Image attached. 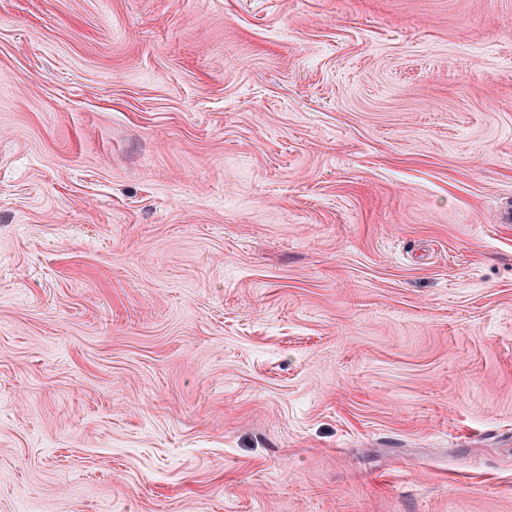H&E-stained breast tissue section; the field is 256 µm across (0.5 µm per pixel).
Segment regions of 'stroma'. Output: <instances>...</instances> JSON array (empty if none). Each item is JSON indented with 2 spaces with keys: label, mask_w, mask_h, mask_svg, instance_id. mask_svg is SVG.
Wrapping results in <instances>:
<instances>
[{
  "label": "stroma",
  "mask_w": 512,
  "mask_h": 512,
  "mask_svg": "<svg viewBox=\"0 0 512 512\" xmlns=\"http://www.w3.org/2000/svg\"><path fill=\"white\" fill-rule=\"evenodd\" d=\"M512 0H0V512H512Z\"/></svg>",
  "instance_id": "1"
}]
</instances>
